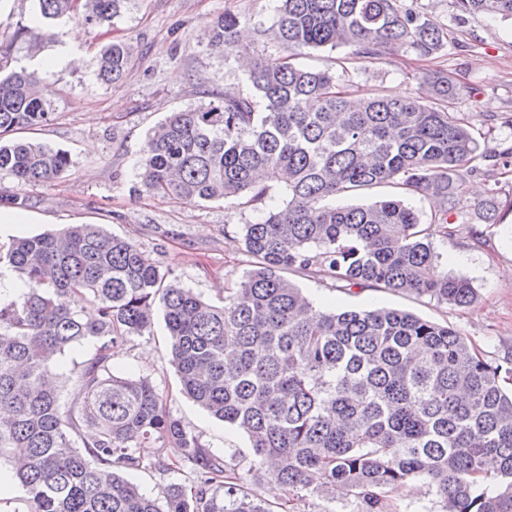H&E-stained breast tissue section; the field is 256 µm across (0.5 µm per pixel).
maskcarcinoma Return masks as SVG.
<instances>
[{
  "label": "carcinoma",
  "instance_id": "1",
  "mask_svg": "<svg viewBox=\"0 0 512 512\" xmlns=\"http://www.w3.org/2000/svg\"><path fill=\"white\" fill-rule=\"evenodd\" d=\"M48 27L81 14L111 22L121 0H37ZM270 26L277 53L254 58L241 87L176 110L149 129L141 187L186 203L222 200L259 212L237 234L251 258L224 304L165 283L136 242L98 224L0 245V277L21 291L0 297V459L27 494V512H271L244 490L251 478L301 492L340 487L362 512H393L392 488L419 479L441 512H512V391L502 367L454 328L389 309L317 312L290 279L311 273L337 288H387L468 308L470 280L441 266L434 241L448 237L459 192L480 143L465 114L445 104L463 90L444 71L424 73L426 95L357 98L347 71L308 66V51L341 46L382 60L437 53L448 33L401 0H278ZM466 14L512 19V0H456ZM247 17L226 13L209 45L239 50ZM130 48L102 46L97 78L116 85ZM49 90L32 74L0 76V205L23 208L18 188L50 182L70 154L16 139L47 125ZM285 184L288 201L274 202ZM432 204L424 220L401 199L328 203L380 184ZM88 297L91 309L67 304ZM162 315L169 362L184 394L244 432L246 468L188 431L147 377L117 376L112 350L151 331ZM93 354L76 392L61 400L58 359L77 345ZM417 345L428 357L414 355ZM154 448L147 457L142 449ZM188 467L193 486L145 495L120 475Z\"/></svg>",
  "mask_w": 512,
  "mask_h": 512
}]
</instances>
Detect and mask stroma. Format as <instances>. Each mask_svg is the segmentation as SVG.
Returning <instances> with one entry per match:
<instances>
[{"label": "stroma", "mask_w": 512, "mask_h": 512, "mask_svg": "<svg viewBox=\"0 0 512 512\" xmlns=\"http://www.w3.org/2000/svg\"><path fill=\"white\" fill-rule=\"evenodd\" d=\"M404 4L423 10L447 30L448 42L439 53L426 60L408 54L371 61L349 59L345 48H324L312 51L307 64L334 72L338 59L348 58L349 75L361 90L393 97L420 93L422 71L448 72L465 84L451 111L466 113L489 153L512 148V20L462 13L455 0ZM36 7L35 0H0V68L26 69L48 85L53 119L34 137L67 151L72 164L61 177L24 188L26 209L35 221L20 225L14 234L1 232L0 242L79 221L96 222L107 233L137 242L172 281L222 303L225 288L250 267L236 227L256 220L257 212L220 201L189 204L145 192L137 166L148 130L169 112L204 103V90L242 82L241 53L210 48L204 30L224 12H239L248 19L250 49L274 52L268 29L276 0H122L104 27L85 26L77 17L52 26L46 36H17ZM72 26L83 33L75 44L67 39ZM112 40L125 42L132 52L122 82L114 86L96 78L99 50ZM50 54H67L71 60L54 70L43 69L40 60ZM459 199L449 234L436 239L435 248L449 272L472 281L477 300L471 307L385 288L341 290L303 273L292 279L318 310H406L453 327L487 360L512 370V159L497 166L477 161ZM491 203L496 206L494 222L476 220L475 211ZM165 333L159 318L150 334L130 337L112 356L114 374L150 378L167 393L173 415L215 454L249 464L253 450L247 436L179 393Z\"/></svg>", "instance_id": "obj_1"}]
</instances>
